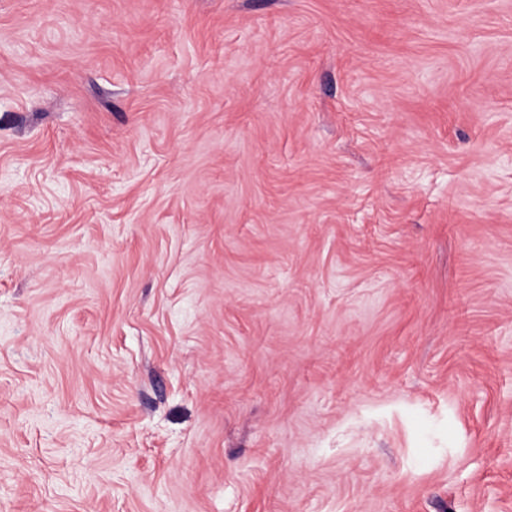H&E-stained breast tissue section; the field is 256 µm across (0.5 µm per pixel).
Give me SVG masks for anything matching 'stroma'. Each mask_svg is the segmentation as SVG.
I'll list each match as a JSON object with an SVG mask.
<instances>
[{
  "mask_svg": "<svg viewBox=\"0 0 512 512\" xmlns=\"http://www.w3.org/2000/svg\"><path fill=\"white\" fill-rule=\"evenodd\" d=\"M0 512H512V0H0Z\"/></svg>",
  "mask_w": 512,
  "mask_h": 512,
  "instance_id": "1",
  "label": "stroma"
}]
</instances>
